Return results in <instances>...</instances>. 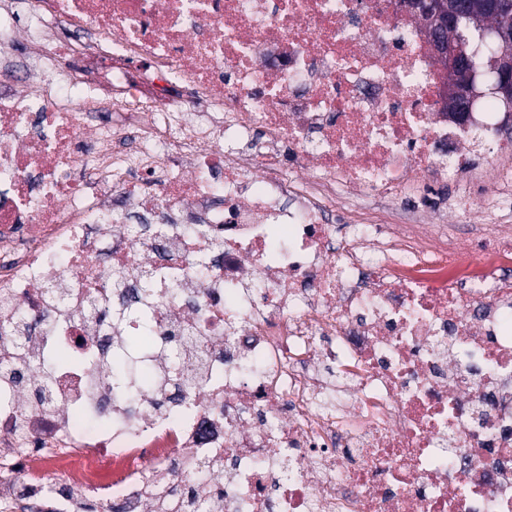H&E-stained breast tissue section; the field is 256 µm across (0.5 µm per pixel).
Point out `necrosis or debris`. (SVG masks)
<instances>
[{
	"label": "necrosis or debris",
	"instance_id": "4bbe7bcc",
	"mask_svg": "<svg viewBox=\"0 0 512 512\" xmlns=\"http://www.w3.org/2000/svg\"><path fill=\"white\" fill-rule=\"evenodd\" d=\"M0 0V506L512 512V206L399 0ZM361 195L412 203L400 223ZM137 291L140 308L126 305ZM145 336L140 388L111 352Z\"/></svg>",
	"mask_w": 512,
	"mask_h": 512
}]
</instances>
